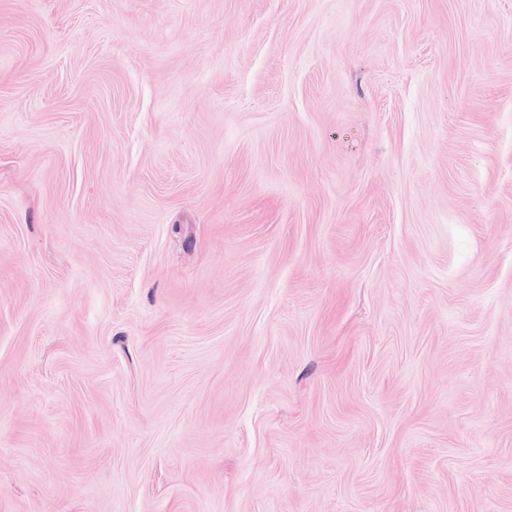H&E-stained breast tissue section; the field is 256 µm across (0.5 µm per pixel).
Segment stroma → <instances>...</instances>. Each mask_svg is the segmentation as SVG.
<instances>
[{
    "label": "stroma",
    "mask_w": 512,
    "mask_h": 512,
    "mask_svg": "<svg viewBox=\"0 0 512 512\" xmlns=\"http://www.w3.org/2000/svg\"><path fill=\"white\" fill-rule=\"evenodd\" d=\"M0 512H512V0H0Z\"/></svg>",
    "instance_id": "35a3bbf8"
}]
</instances>
